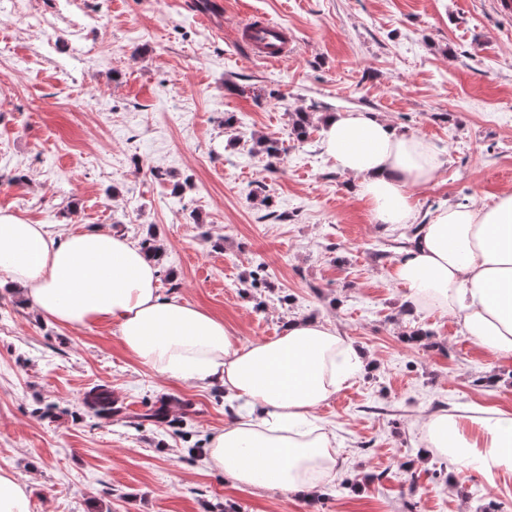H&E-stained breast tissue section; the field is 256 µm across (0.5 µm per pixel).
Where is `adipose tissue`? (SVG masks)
Wrapping results in <instances>:
<instances>
[{
	"instance_id": "adipose-tissue-1",
	"label": "adipose tissue",
	"mask_w": 512,
	"mask_h": 512,
	"mask_svg": "<svg viewBox=\"0 0 512 512\" xmlns=\"http://www.w3.org/2000/svg\"><path fill=\"white\" fill-rule=\"evenodd\" d=\"M322 148L391 230L418 223L414 191L443 166L430 143L377 112L327 114ZM419 225L392 272L407 308L457 315L465 336L512 361V193L485 208L442 207ZM17 287L61 325L116 321L125 350L157 374L223 385L246 414L211 437L205 463L235 485L308 494L335 478V438L312 413L367 363L336 328L294 318L275 339L238 344L222 319L162 296L139 246L96 226L56 233L0 213V289ZM421 432L423 456H449L489 478L512 471L510 411L437 412Z\"/></svg>"
}]
</instances>
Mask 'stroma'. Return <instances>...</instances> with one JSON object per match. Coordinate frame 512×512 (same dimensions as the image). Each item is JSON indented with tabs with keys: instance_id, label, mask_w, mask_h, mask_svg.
<instances>
[{
	"instance_id": "obj_1",
	"label": "stroma",
	"mask_w": 512,
	"mask_h": 512,
	"mask_svg": "<svg viewBox=\"0 0 512 512\" xmlns=\"http://www.w3.org/2000/svg\"><path fill=\"white\" fill-rule=\"evenodd\" d=\"M250 12L288 29L285 63L233 43ZM310 108L297 141L291 115ZM350 110L439 153L422 219L512 191V0H0V211L153 237L161 294L241 344L318 318L368 358L314 411L335 480L311 498L241 489L203 462L241 412L223 387L141 365L115 323L63 326L0 291V470L32 512H512V472L420 457L417 417L512 411V362L488 367L457 316L406 312L390 273L410 228L377 224L321 147L322 114ZM98 385L106 416L83 403Z\"/></svg>"
}]
</instances>
